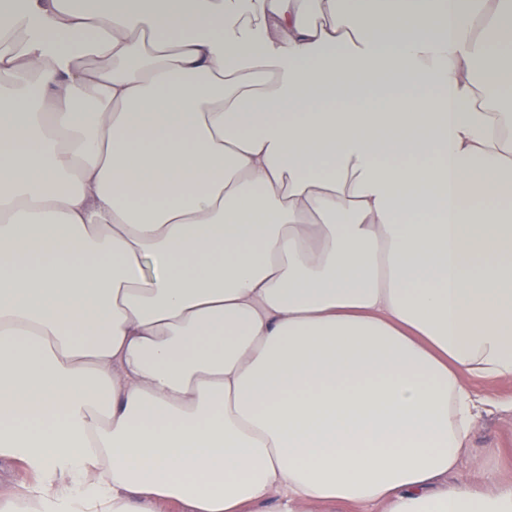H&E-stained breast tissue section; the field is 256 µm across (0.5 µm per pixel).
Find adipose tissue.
Listing matches in <instances>:
<instances>
[{
	"label": "adipose tissue",
	"mask_w": 512,
	"mask_h": 512,
	"mask_svg": "<svg viewBox=\"0 0 512 512\" xmlns=\"http://www.w3.org/2000/svg\"><path fill=\"white\" fill-rule=\"evenodd\" d=\"M388 2L0 0V512H512V0ZM470 448L459 461L461 474L486 487L512 478V411L482 413L474 424Z\"/></svg>",
	"instance_id": "ef3b65f1"
}]
</instances>
